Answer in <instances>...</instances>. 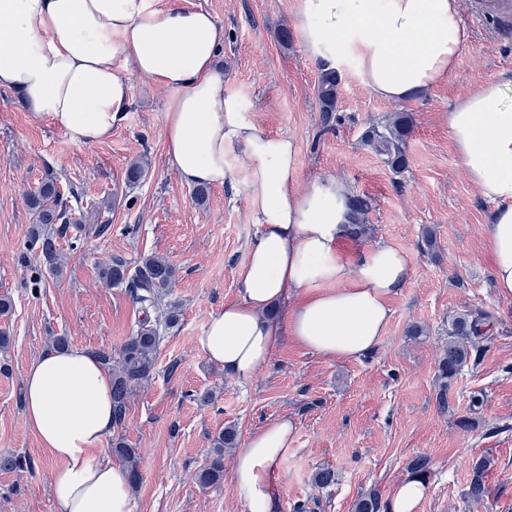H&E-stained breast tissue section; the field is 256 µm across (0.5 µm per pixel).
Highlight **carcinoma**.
Here are the masks:
<instances>
[{
	"mask_svg": "<svg viewBox=\"0 0 512 512\" xmlns=\"http://www.w3.org/2000/svg\"><path fill=\"white\" fill-rule=\"evenodd\" d=\"M340 75L335 72L323 73L316 88L320 111L331 116L336 111ZM410 132V117L404 112L396 113L381 128H372L365 135V143L377 154L382 155L391 167L399 170L405 165L402 145ZM28 205L36 211L39 224H67L66 205L60 199V192L53 180L43 182L38 190L27 196ZM353 235L364 236L370 227L366 214L370 202L361 195L350 200ZM32 246L40 251L49 269L60 271L59 254L52 232L35 233ZM175 278V268L163 256L148 254L142 257L136 275H130L127 265L119 260L101 268L100 279L108 287H125L143 318L138 321L134 333L123 344L117 364H112V350L101 349L96 356L112 371V414L115 426L123 425L127 419L128 406L134 389L148 381L154 372L156 354L160 342L159 325L171 326L179 321L176 308L171 307L164 319H151V312L157 310L163 293ZM489 340V323L481 313H457L448 321V347L439 363L443 387L457 376L475 353H480L482 343ZM237 430L229 425L218 433L210 449V460L196 473V481L202 488L220 484L224 480V449L235 447ZM115 452L126 462L130 488L135 489L142 481L139 456L136 449L119 440L113 443ZM488 462L479 459L474 464V477L467 496L474 502L483 501L486 487L483 481Z\"/></svg>",
	"mask_w": 512,
	"mask_h": 512,
	"instance_id": "obj_1",
	"label": "carcinoma"
}]
</instances>
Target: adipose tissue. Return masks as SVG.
I'll return each instance as SVG.
<instances>
[{"mask_svg":"<svg viewBox=\"0 0 512 512\" xmlns=\"http://www.w3.org/2000/svg\"><path fill=\"white\" fill-rule=\"evenodd\" d=\"M294 28L324 72L353 60L377 97L401 103L447 78L469 39L461 0H294ZM224 27L201 8L169 0H0V88L37 119L86 145L109 138L128 111L133 80L167 93V163L182 183L224 185L227 157L248 165L256 242L237 296L211 315L198 344L240 380L252 378L283 339L329 360L376 347L388 301L410 277L406 253L386 242L343 257L350 187L302 184L294 138L258 132L225 90L216 59ZM512 79L489 81L448 109V136L468 179L494 208L487 224L492 281L512 299ZM24 413L54 460V512H131L125 469L102 449L114 427L112 374L80 348L43 351L24 373ZM282 417L253 433L232 478L249 512H275L273 477L293 451Z\"/></svg>","mask_w":512,"mask_h":512,"instance_id":"obj_1","label":"adipose tissue"}]
</instances>
